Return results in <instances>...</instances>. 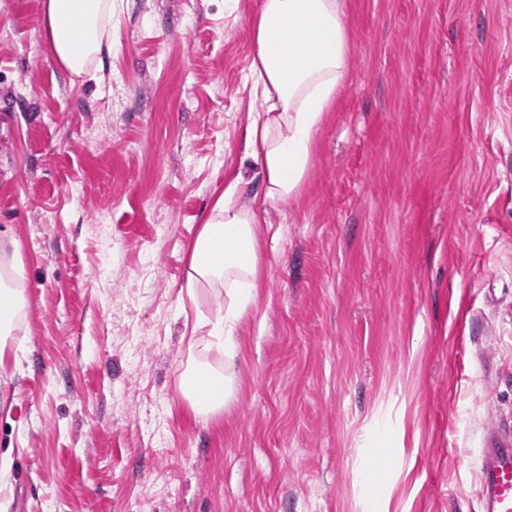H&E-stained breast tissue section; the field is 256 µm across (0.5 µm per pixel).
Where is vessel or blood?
Returning a JSON list of instances; mask_svg holds the SVG:
<instances>
[{
	"mask_svg": "<svg viewBox=\"0 0 512 512\" xmlns=\"http://www.w3.org/2000/svg\"><path fill=\"white\" fill-rule=\"evenodd\" d=\"M478 479L477 512H512V421L486 429Z\"/></svg>",
	"mask_w": 512,
	"mask_h": 512,
	"instance_id": "vessel-or-blood-1",
	"label": "vessel or blood"
}]
</instances>
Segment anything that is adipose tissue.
<instances>
[{
	"mask_svg": "<svg viewBox=\"0 0 512 512\" xmlns=\"http://www.w3.org/2000/svg\"><path fill=\"white\" fill-rule=\"evenodd\" d=\"M116 8L115 0H43L51 49L65 70L79 76L100 59ZM250 32L248 78L261 103L244 128V143L258 174L231 179L191 254L193 280L224 288L208 332L224 363L216 368L189 357L181 379L183 396L205 415L223 411L238 391V328L261 286L264 216L300 200L326 115L350 81L355 54L344 0H259ZM22 279L15 260L0 259V347L26 306Z\"/></svg>",
	"mask_w": 512,
	"mask_h": 512,
	"instance_id": "adipose-tissue-1",
	"label": "adipose tissue"
}]
</instances>
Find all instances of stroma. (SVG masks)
<instances>
[{
    "instance_id": "1",
    "label": "stroma",
    "mask_w": 512,
    "mask_h": 512,
    "mask_svg": "<svg viewBox=\"0 0 512 512\" xmlns=\"http://www.w3.org/2000/svg\"><path fill=\"white\" fill-rule=\"evenodd\" d=\"M0 0L7 512H475L512 408V0H346L356 53L302 201L272 212L239 392L180 394L191 247L244 157L258 0H124L98 79ZM0 369H4L3 346L12 335L18 315L26 306L23 270L15 262V256L0 260Z\"/></svg>"
}]
</instances>
